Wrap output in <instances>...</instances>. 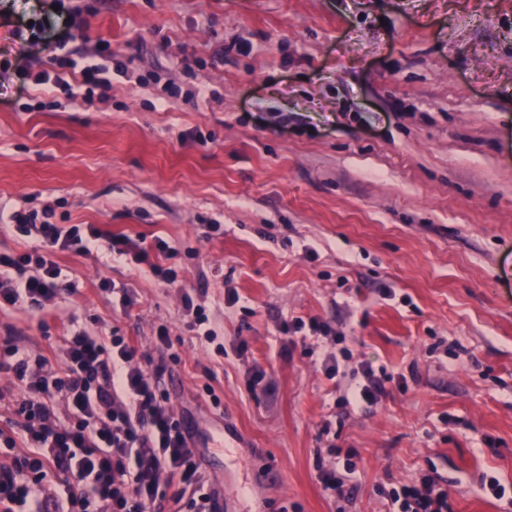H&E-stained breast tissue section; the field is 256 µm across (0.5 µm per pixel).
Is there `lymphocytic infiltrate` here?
Returning a JSON list of instances; mask_svg holds the SVG:
<instances>
[{
    "label": "lymphocytic infiltrate",
    "mask_w": 512,
    "mask_h": 512,
    "mask_svg": "<svg viewBox=\"0 0 512 512\" xmlns=\"http://www.w3.org/2000/svg\"><path fill=\"white\" fill-rule=\"evenodd\" d=\"M33 81L88 105L111 86L106 68L87 67L72 81L59 60ZM5 222L32 247L0 253V308L40 313L60 291L77 294L55 260L62 252L104 248L146 265L164 285L180 283L168 265L177 250L163 238L144 248L92 224L49 222L35 210L11 211ZM64 342L60 359L0 342V373L15 390L14 418L0 427V446L20 459L0 466V512H163L169 502L189 512H223L221 494L210 488L188 427L162 387L178 358L166 326L156 332L158 360L138 358L128 337L93 336L75 326ZM399 498L401 512H448V492L430 476L403 487Z\"/></svg>",
    "instance_id": "f902f5d3"
}]
</instances>
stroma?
Segmentation results:
<instances>
[{"instance_id": "1", "label": "stroma", "mask_w": 512, "mask_h": 512, "mask_svg": "<svg viewBox=\"0 0 512 512\" xmlns=\"http://www.w3.org/2000/svg\"><path fill=\"white\" fill-rule=\"evenodd\" d=\"M52 3L0 0V205L163 237L183 284L61 253L81 297L43 326L0 311V338L60 350L74 323L148 359L167 325L164 388L203 469L250 486L224 512H396L379 487L431 469L448 512H512V0H65L84 27L20 51L17 26ZM54 56L125 71L94 105H48L31 79ZM295 318L322 337L286 338ZM363 363L392 381L376 408L339 407ZM319 459L354 463L352 501L323 490Z\"/></svg>"}]
</instances>
